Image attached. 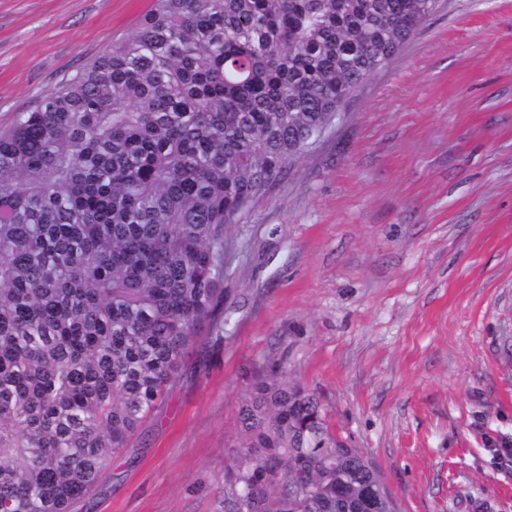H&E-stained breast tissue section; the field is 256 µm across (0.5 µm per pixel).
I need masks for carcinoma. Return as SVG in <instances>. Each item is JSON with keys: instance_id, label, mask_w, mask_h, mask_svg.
<instances>
[{"instance_id": "1", "label": "carcinoma", "mask_w": 512, "mask_h": 512, "mask_svg": "<svg viewBox=\"0 0 512 512\" xmlns=\"http://www.w3.org/2000/svg\"><path fill=\"white\" fill-rule=\"evenodd\" d=\"M432 0H153L0 130V512H72L224 308V230ZM227 512H395L275 365L238 404Z\"/></svg>"}]
</instances>
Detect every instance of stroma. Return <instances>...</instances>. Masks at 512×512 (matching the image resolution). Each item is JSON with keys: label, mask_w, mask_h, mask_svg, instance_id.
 Wrapping results in <instances>:
<instances>
[{"label": "stroma", "mask_w": 512, "mask_h": 512, "mask_svg": "<svg viewBox=\"0 0 512 512\" xmlns=\"http://www.w3.org/2000/svg\"><path fill=\"white\" fill-rule=\"evenodd\" d=\"M151 0H0V127ZM223 341L73 512H224L240 396H319L399 512H512V0H446L224 239Z\"/></svg>", "instance_id": "1"}]
</instances>
